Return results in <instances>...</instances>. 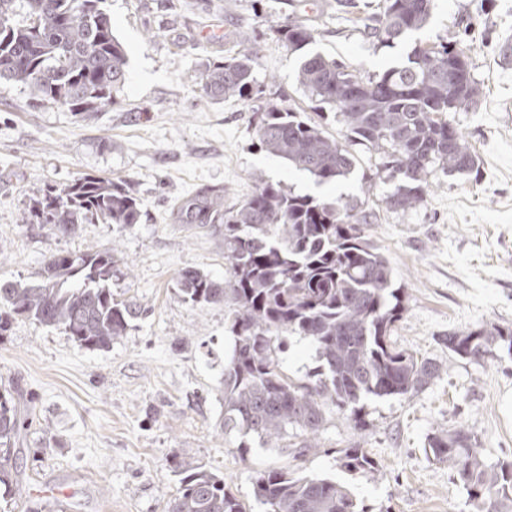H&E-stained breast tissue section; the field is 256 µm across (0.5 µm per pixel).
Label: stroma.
<instances>
[{"mask_svg":"<svg viewBox=\"0 0 512 512\" xmlns=\"http://www.w3.org/2000/svg\"><path fill=\"white\" fill-rule=\"evenodd\" d=\"M383 0H105L128 59L112 107L75 114L32 102L23 86L0 80V279L33 281L61 251L117 248L112 293L132 304L125 336L104 349L80 346L62 329L19 317L0 330V392L19 401L16 446L22 495L0 494V512H163L182 470L221 475L251 512L252 483L270 468L332 476L364 512H477L447 465L424 452L428 435L464 427L488 464L512 462V359L494 350L473 361L443 343L453 331L512 326V0H436L430 24L393 44L366 36ZM296 20L314 31L308 52L375 76L400 64L414 45L453 41L468 50L484 87L455 121L480 159L477 172L437 174L424 204L390 208L391 183L362 153L353 178L317 184L307 172L261 149L254 126L278 107L339 135L329 106L294 82L299 54L276 34ZM259 38L247 98L204 96L196 77ZM297 195L342 199L372 212L367 238L390 260L406 292L395 344L436 359L440 375L409 397L368 398L364 429L330 408L315 450L242 449L225 436L224 361L233 340L229 309L184 300L176 281L193 268L229 274L224 227L179 224L178 206L198 189L224 190L232 208L255 189V174ZM112 178L141 204L139 223L83 224L57 234L20 217L33 193L84 176ZM365 449L371 473L336 467L346 448Z\"/></svg>","mask_w":512,"mask_h":512,"instance_id":"1","label":"stroma"}]
</instances>
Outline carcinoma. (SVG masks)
<instances>
[{"instance_id":"carcinoma-1","label":"carcinoma","mask_w":512,"mask_h":512,"mask_svg":"<svg viewBox=\"0 0 512 512\" xmlns=\"http://www.w3.org/2000/svg\"><path fill=\"white\" fill-rule=\"evenodd\" d=\"M102 0H0V80L24 85L35 101L70 112L112 106L125 80L127 58ZM436 0H384L367 35L391 44L425 28ZM277 35L294 52L314 39L313 30L290 20ZM256 43L215 61L198 78L216 101L243 98L254 83ZM312 100L337 110L342 134L335 137L290 109L261 115L255 137L262 149L309 172L319 183L349 178L358 168L357 147L378 156L377 171L395 184L387 204L421 206L430 177L468 175L479 157L454 124L455 113L482 96L466 50L440 43L416 45L405 60L371 78L336 59L301 56L295 74ZM256 189L238 207L224 209V190L207 187L184 200L179 224L224 225L229 276L218 282L196 269L181 272L177 285L194 305L232 306L230 357L224 361V434L237 447L256 440L267 448L318 447L315 438L326 408L348 412L365 426L360 402L368 397L411 396L439 376L440 365L397 347L391 333L405 310L404 287L390 260L364 234L372 214L336 200L295 195L257 176ZM52 214L53 229L74 233L81 224H136L137 198L107 177L82 176L62 188L39 190L22 223L40 224ZM118 257L110 250L52 255L35 281H0V329L21 316L64 330L89 349L106 348L124 336L131 305L112 296ZM309 341L318 366L295 382L283 370L289 340ZM448 351L477 360L504 348L512 359V326L493 325L443 338ZM22 427L11 394L0 393V486L12 487L13 456ZM426 455L448 464L456 482L485 512H512V463L489 466L463 429L438 430ZM350 474L370 472L362 448L337 459ZM256 502L266 512H363L342 483L286 469L258 474ZM165 512H249L224 478L191 469Z\"/></svg>"}]
</instances>
